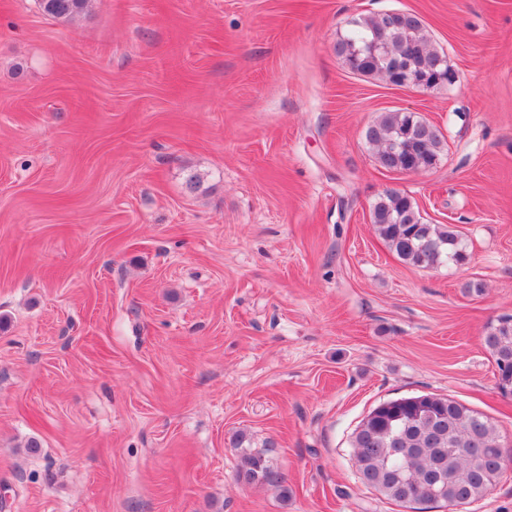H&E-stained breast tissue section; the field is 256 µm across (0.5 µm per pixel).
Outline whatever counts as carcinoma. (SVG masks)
<instances>
[{
	"instance_id": "cac0c4a2",
	"label": "carcinoma",
	"mask_w": 512,
	"mask_h": 512,
	"mask_svg": "<svg viewBox=\"0 0 512 512\" xmlns=\"http://www.w3.org/2000/svg\"><path fill=\"white\" fill-rule=\"evenodd\" d=\"M91 2L38 0L45 15L63 22L85 14ZM383 28L378 15L353 19L336 40V54L352 71L389 83L396 82L389 75L394 67L406 76L452 72L416 15L405 12L392 30ZM364 138L387 171L433 168L444 148L441 131L414 112L383 113L366 127ZM370 213L378 236L407 264L428 268L465 260L457 231L450 225L422 223L411 197L400 190L378 193ZM485 345L495 360L499 391L512 395V317L490 327ZM352 446L361 482L411 509L482 499L498 481L505 460L504 447L487 418L436 395L378 405L356 428ZM240 475L248 484L288 496L282 475L259 453L242 454Z\"/></svg>"
}]
</instances>
